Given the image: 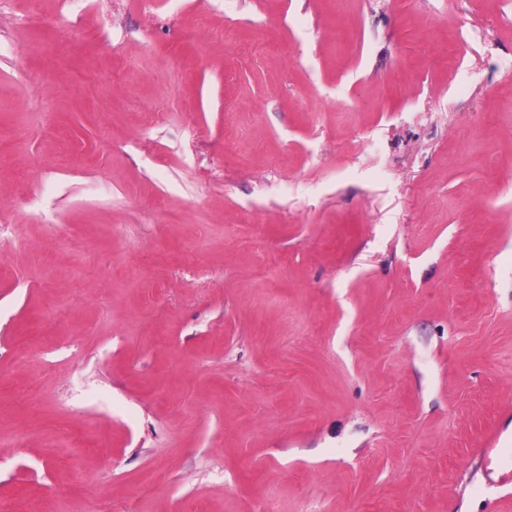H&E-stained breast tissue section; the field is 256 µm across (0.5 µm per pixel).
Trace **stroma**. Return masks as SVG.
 I'll return each instance as SVG.
<instances>
[{
	"label": "stroma",
	"mask_w": 512,
	"mask_h": 512,
	"mask_svg": "<svg viewBox=\"0 0 512 512\" xmlns=\"http://www.w3.org/2000/svg\"><path fill=\"white\" fill-rule=\"evenodd\" d=\"M512 512V0H0V512Z\"/></svg>",
	"instance_id": "1"
}]
</instances>
